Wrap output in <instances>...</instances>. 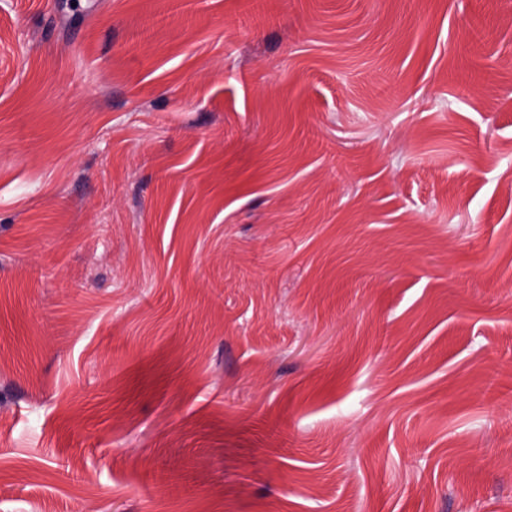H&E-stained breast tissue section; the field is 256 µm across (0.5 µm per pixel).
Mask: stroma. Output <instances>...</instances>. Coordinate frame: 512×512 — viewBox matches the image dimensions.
Returning a JSON list of instances; mask_svg holds the SVG:
<instances>
[{
  "label": "stroma",
  "mask_w": 512,
  "mask_h": 512,
  "mask_svg": "<svg viewBox=\"0 0 512 512\" xmlns=\"http://www.w3.org/2000/svg\"><path fill=\"white\" fill-rule=\"evenodd\" d=\"M0 512H512V0H0Z\"/></svg>",
  "instance_id": "stroma-1"
}]
</instances>
